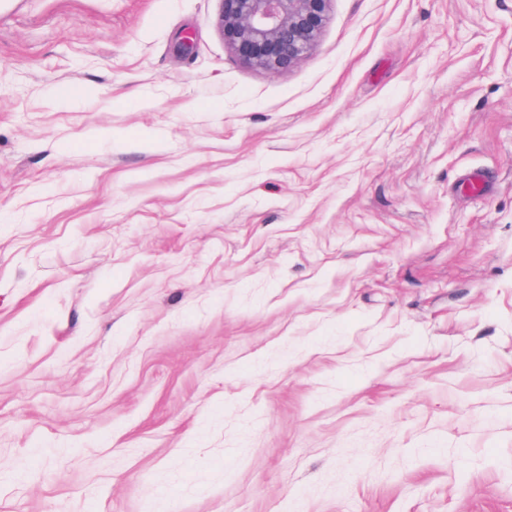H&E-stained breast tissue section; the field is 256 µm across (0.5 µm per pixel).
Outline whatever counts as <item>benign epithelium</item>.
Returning a JSON list of instances; mask_svg holds the SVG:
<instances>
[{"instance_id":"obj_1","label":"benign epithelium","mask_w":512,"mask_h":512,"mask_svg":"<svg viewBox=\"0 0 512 512\" xmlns=\"http://www.w3.org/2000/svg\"><path fill=\"white\" fill-rule=\"evenodd\" d=\"M217 27L246 65L270 74L301 62L325 27L332 0H219Z\"/></svg>"}]
</instances>
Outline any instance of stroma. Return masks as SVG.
<instances>
[{
	"instance_id": "obj_1",
	"label": "stroma",
	"mask_w": 512,
	"mask_h": 512,
	"mask_svg": "<svg viewBox=\"0 0 512 512\" xmlns=\"http://www.w3.org/2000/svg\"><path fill=\"white\" fill-rule=\"evenodd\" d=\"M218 10L0 0V512H512V0ZM217 27L246 65L270 74L301 62L325 27L332 0H219Z\"/></svg>"
}]
</instances>
